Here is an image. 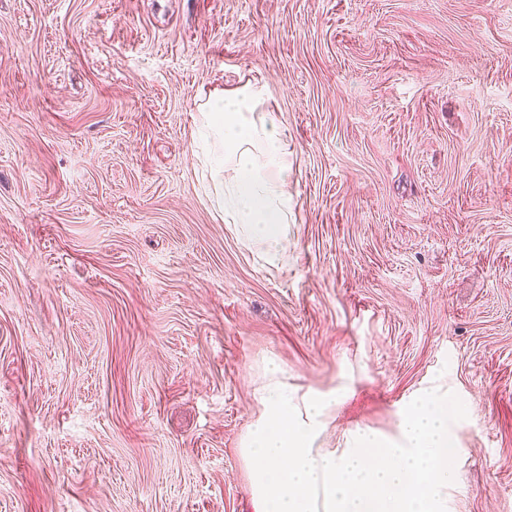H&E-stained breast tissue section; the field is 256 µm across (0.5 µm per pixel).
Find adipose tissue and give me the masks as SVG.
Listing matches in <instances>:
<instances>
[{"label": "adipose tissue", "instance_id": "adipose-tissue-1", "mask_svg": "<svg viewBox=\"0 0 512 512\" xmlns=\"http://www.w3.org/2000/svg\"><path fill=\"white\" fill-rule=\"evenodd\" d=\"M198 111L206 198L248 246L287 259L293 153L266 87L244 84L199 101Z\"/></svg>", "mask_w": 512, "mask_h": 512}]
</instances>
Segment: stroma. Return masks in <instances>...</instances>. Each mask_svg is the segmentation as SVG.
Segmentation results:
<instances>
[{"label":"stroma","mask_w":512,"mask_h":512,"mask_svg":"<svg viewBox=\"0 0 512 512\" xmlns=\"http://www.w3.org/2000/svg\"><path fill=\"white\" fill-rule=\"evenodd\" d=\"M249 81L284 265L201 187ZM271 360L319 448L456 393L448 512H512V0H0V512H254Z\"/></svg>","instance_id":"stroma-1"}]
</instances>
